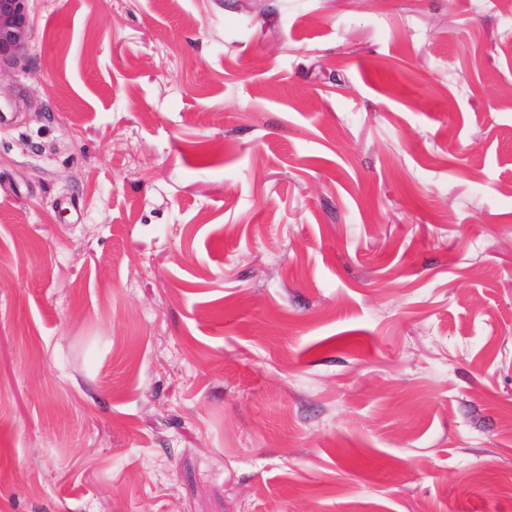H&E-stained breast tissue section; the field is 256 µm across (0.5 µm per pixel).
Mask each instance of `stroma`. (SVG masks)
Segmentation results:
<instances>
[{
    "label": "stroma",
    "instance_id": "obj_1",
    "mask_svg": "<svg viewBox=\"0 0 512 512\" xmlns=\"http://www.w3.org/2000/svg\"><path fill=\"white\" fill-rule=\"evenodd\" d=\"M28 7L0 512H512L504 6Z\"/></svg>",
    "mask_w": 512,
    "mask_h": 512
}]
</instances>
